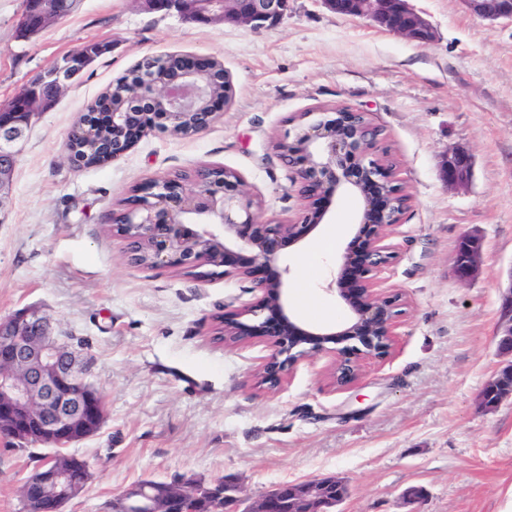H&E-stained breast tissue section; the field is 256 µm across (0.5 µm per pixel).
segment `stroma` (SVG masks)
<instances>
[{
  "mask_svg": "<svg viewBox=\"0 0 512 512\" xmlns=\"http://www.w3.org/2000/svg\"><path fill=\"white\" fill-rule=\"evenodd\" d=\"M436 30L421 46L290 0L279 24L198 25L135 0H78L29 41L17 36L23 0H0V104L71 51L109 44L56 104L36 116L0 224V316L40 306L81 341L105 422L69 448L94 476L65 512H104L143 480L238 483L253 501L272 486L334 476L348 493L339 512H512V401L492 411L479 394L496 368V328L512 270V24L488 27L460 0H415ZM212 58L234 95L205 132H148L121 158L74 167L65 143L84 108L146 56ZM365 113L411 194L392 238L397 254L378 275L405 303L384 361L359 382L334 386L332 358L301 362L277 392L254 373L261 341L224 348L213 318L253 302V280L201 264L191 272L132 263L107 219L143 182L205 164L239 174L261 219L304 208L275 141L303 112ZM474 157L467 190L440 177L446 153ZM363 202L335 197L323 224L281 252L288 299L301 321L333 327L345 307L329 288L336 259L359 226ZM336 239L320 242L328 230ZM483 239V266L457 280L451 258L464 233ZM318 250L306 276L301 260ZM0 438V512H23L19 489L48 456Z\"/></svg>",
  "mask_w": 512,
  "mask_h": 512,
  "instance_id": "1",
  "label": "stroma"
}]
</instances>
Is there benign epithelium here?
<instances>
[{"mask_svg":"<svg viewBox=\"0 0 512 512\" xmlns=\"http://www.w3.org/2000/svg\"><path fill=\"white\" fill-rule=\"evenodd\" d=\"M149 11L175 13L193 23H224L264 29L279 21L288 0H134ZM341 17L368 21L374 28L403 37L421 46L434 42L432 24L414 7L413 0H322ZM477 17L493 25L512 20V0H461ZM68 16L49 0H24L17 33L28 41L46 26ZM172 68L163 57H146L141 68H150L129 85L126 100L149 106L132 112L125 106L101 102L100 117L112 128V156L129 151L150 129L172 131L186 117L195 116V133L208 130L217 118L216 105L231 99L212 91L211 81L223 66L211 58L177 57ZM88 64L80 55L34 77L19 94L30 111L0 119V223L4 204L11 196L13 176L33 113L49 109ZM278 156L294 174L298 192L306 202L296 219L266 221L253 213L254 202L242 189L239 175L224 169L216 183L211 166L192 170V186L169 177L139 187L138 203L112 210V231L127 241L128 254L151 266L178 267L186 271L206 261L226 266L224 275L250 278L258 267H270L283 246L303 241L325 218L322 201L353 192L365 202L360 216L363 251L346 249L336 274V293L348 316L334 330L297 322L288 303L286 280L281 275L256 280V301L215 317L218 340L237 348L261 340L270 354L255 372L256 385L278 390L296 366L317 354L332 355L329 376L338 387L355 385L363 374V361H383L394 347L403 295L384 294L376 274L396 253L391 242L394 228L411 196L397 177V170L383 161L380 130L365 121V113L336 111V118L301 124L294 136L274 143ZM473 172L469 149L448 151L441 177L448 188H467ZM464 255L452 258V271L461 282L475 278L481 268L483 240L477 233L462 237ZM503 297L497 331L499 366L486 381L480 405L496 409L512 398V269ZM90 359L83 347L61 334L42 308L27 306L0 317V434L21 444L56 450L63 463L44 471L21 489L27 512L39 502L64 507L92 477L84 464L75 474L78 457L62 452L68 445L95 434L104 422V396L88 380ZM345 483L336 477L282 483L244 505L233 483L196 485L185 481L135 484L112 499V512H204L202 504L224 500V512H336L345 498Z\"/></svg>","mask_w":512,"mask_h":512,"instance_id":"1","label":"benign epithelium"}]
</instances>
